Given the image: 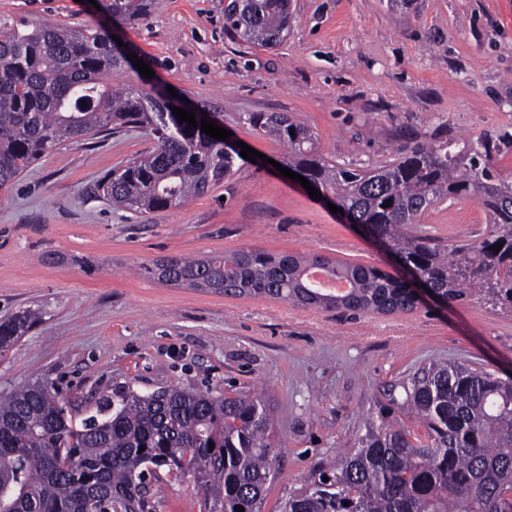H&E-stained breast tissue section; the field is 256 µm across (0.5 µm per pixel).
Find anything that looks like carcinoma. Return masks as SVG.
<instances>
[{
    "label": "carcinoma",
    "mask_w": 512,
    "mask_h": 512,
    "mask_svg": "<svg viewBox=\"0 0 512 512\" xmlns=\"http://www.w3.org/2000/svg\"><path fill=\"white\" fill-rule=\"evenodd\" d=\"M151 5L104 0L103 8L137 24ZM288 17V0H230L224 28L241 43L270 46L288 35ZM124 65L102 29L0 31V187L63 142L127 126L150 130L156 147L101 183L117 207L165 210L232 177L234 155L179 122L165 92L108 82ZM239 120L281 142L289 168L335 197L357 223L373 226L441 296L460 301L473 290L481 302L512 310V181L492 171L503 139L416 137L400 145L392 162L352 169L323 156L314 131L285 112H248ZM460 198L480 202L491 239L447 247L414 230L429 209ZM314 267L348 281V290L338 295L313 285L307 271ZM144 270L185 288L264 295L306 308L413 309L406 283L315 254L241 250L160 258ZM34 321L28 309L0 321V347ZM405 393L424 435L369 427L280 512H512V379L436 364ZM274 461L272 410L259 393L177 385L144 395L127 390L79 423L55 387L40 381L0 399V512H158L150 485L186 477L201 488L204 512H237V506L260 512Z\"/></svg>",
    "instance_id": "obj_1"
}]
</instances>
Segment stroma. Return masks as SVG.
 <instances>
[{
	"mask_svg": "<svg viewBox=\"0 0 512 512\" xmlns=\"http://www.w3.org/2000/svg\"><path fill=\"white\" fill-rule=\"evenodd\" d=\"M228 0H154L148 21L114 22L88 0H0V29L104 28L154 71L117 87L172 86L191 107L263 153L204 196L137 214L98 190L152 149L123 128L61 144L0 188V318L38 319L0 349V394L55 386L80 420L116 390L182 387L264 392L273 410L275 475L261 512H279L311 473L369 424L417 429L404 385L436 362L512 377V312L475 298H430L411 311L357 314L258 296L228 297L150 278L153 260L238 250L316 253L391 274L394 253L283 177L282 145L238 118L288 112L339 163L375 166L414 137L512 134V0H290L273 48L224 31ZM422 230L452 246L487 235L472 199L428 211Z\"/></svg>",
	"mask_w": 512,
	"mask_h": 512,
	"instance_id": "1",
	"label": "stroma"
}]
</instances>
